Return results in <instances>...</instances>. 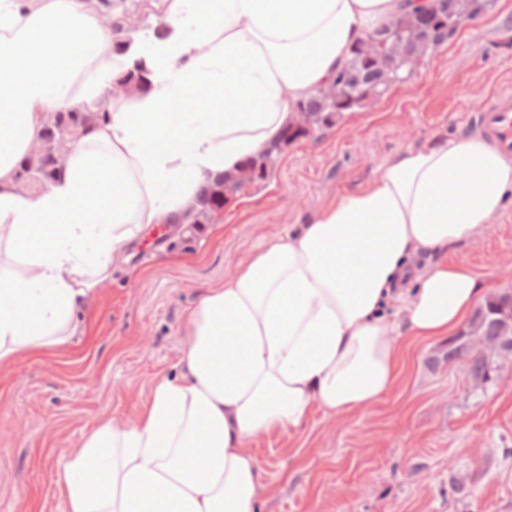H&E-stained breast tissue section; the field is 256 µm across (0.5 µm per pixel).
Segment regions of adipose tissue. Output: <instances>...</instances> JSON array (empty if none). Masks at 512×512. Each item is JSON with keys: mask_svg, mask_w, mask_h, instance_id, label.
Segmentation results:
<instances>
[{"mask_svg": "<svg viewBox=\"0 0 512 512\" xmlns=\"http://www.w3.org/2000/svg\"><path fill=\"white\" fill-rule=\"evenodd\" d=\"M429 0H158L162 33L122 54L86 0H0V362L67 342L145 225L275 142L350 47ZM145 93L110 103L57 176L21 194L46 117L99 101L134 61ZM512 199V158L473 137L388 159L291 234L266 239L185 314L180 380L84 436L58 486L67 512H256L248 443L391 389L398 339L457 332L486 291L449 248ZM434 255L430 267L411 260Z\"/></svg>", "mask_w": 512, "mask_h": 512, "instance_id": "adipose-tissue-1", "label": "adipose tissue"}]
</instances>
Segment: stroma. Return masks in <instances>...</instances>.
Returning a JSON list of instances; mask_svg holds the SVG:
<instances>
[{
  "instance_id": "1",
  "label": "stroma",
  "mask_w": 512,
  "mask_h": 512,
  "mask_svg": "<svg viewBox=\"0 0 512 512\" xmlns=\"http://www.w3.org/2000/svg\"><path fill=\"white\" fill-rule=\"evenodd\" d=\"M126 15L134 43L159 22L150 0H113V19ZM503 89L512 90V0L463 23L409 82L288 145L266 181L224 206L220 229L141 232L67 344L0 366V512H66L59 470L98 419L135 420L157 378H181L184 312L204 288L395 153L471 136L473 111ZM448 258L488 294L512 288V207ZM400 344L404 361L381 402L347 416L315 408L300 429L250 441L263 470L257 512H512V367L478 383L466 359L449 361L447 339Z\"/></svg>"
}]
</instances>
